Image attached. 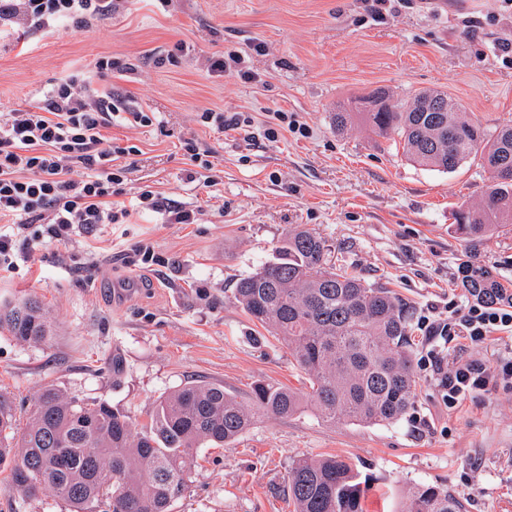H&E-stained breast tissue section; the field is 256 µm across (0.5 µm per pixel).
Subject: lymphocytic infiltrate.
Returning a JSON list of instances; mask_svg holds the SVG:
<instances>
[{"label":"lymphocytic infiltrate","instance_id":"1","mask_svg":"<svg viewBox=\"0 0 512 512\" xmlns=\"http://www.w3.org/2000/svg\"><path fill=\"white\" fill-rule=\"evenodd\" d=\"M112 0H0V19H21L28 27L52 32L57 23L83 29L90 20L111 14ZM103 84L72 71L50 84L37 106L16 109L0 120V272L18 267L16 239L65 243L80 232L102 224H123L132 209L166 213L170 224H192L195 211L162 204L159 194L140 190L133 206L121 197L128 171L120 160L138 155L137 145H120L105 136L115 124L149 125L148 113L134 110L105 80L112 60L97 59ZM430 347L426 366L442 393L446 408L465 396L498 386L512 388V355L485 365L468 358L448 361L443 350L461 339L468 347L485 344L490 336L512 335V301L479 300L458 307L449 302L446 317L418 324Z\"/></svg>","mask_w":512,"mask_h":512}]
</instances>
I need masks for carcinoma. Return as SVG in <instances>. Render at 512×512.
<instances>
[{"mask_svg": "<svg viewBox=\"0 0 512 512\" xmlns=\"http://www.w3.org/2000/svg\"><path fill=\"white\" fill-rule=\"evenodd\" d=\"M383 102L372 112L333 113L336 129L354 120L380 137L395 134L410 161L453 172L480 157L489 173L484 200L452 214L457 233L482 241L512 224V126L490 135L463 106L437 89L407 98L377 91L358 102ZM327 240L297 225L288 230L274 260L240 279L234 298L249 318L270 330L310 377L311 392L271 383L252 385L248 401L224 385L187 381L160 396L150 421L135 429L127 415L102 400L84 401L54 385L37 395L26 426L18 428L9 392L0 390V466L25 497L50 489L69 512H169L186 494L194 450L222 447L245 434L257 418H284L304 399L331 424L391 423L416 397L408 335V310L391 289L328 264ZM463 281L487 301L499 299L498 283L483 267L467 264ZM25 343L52 335L43 302L17 300L0 310V330ZM295 512H364L362 489L352 465L336 455L304 457L285 476ZM456 493L420 484L401 512H463Z\"/></svg>", "mask_w": 512, "mask_h": 512, "instance_id": "carcinoma-1", "label": "carcinoma"}]
</instances>
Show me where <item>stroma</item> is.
I'll return each instance as SVG.
<instances>
[{
    "instance_id": "stroma-1",
    "label": "stroma",
    "mask_w": 512,
    "mask_h": 512,
    "mask_svg": "<svg viewBox=\"0 0 512 512\" xmlns=\"http://www.w3.org/2000/svg\"><path fill=\"white\" fill-rule=\"evenodd\" d=\"M119 0L112 15L41 36L16 19L0 22V119L37 105L52 81L93 71L111 57L113 91L154 113L151 125H115L107 137L136 144L127 195L152 187L197 210L193 224L164 211L132 213L66 243L17 242L14 273L0 272V305L39 297L53 322L43 344L0 331V388L27 416L52 384L70 397L104 400L146 423L155 401L191 379L223 384L246 399L267 381L305 394L308 376L287 347L254 324L234 299L236 282L273 258L288 230L325 238L336 264L371 285L392 288L411 322L446 316L465 302L459 266L471 260L512 289V225L469 242L451 213L480 202L488 174L480 159L453 173L407 160L394 138L355 124L336 130L338 106L385 88L406 98L448 93L487 132L512 124V66L498 55L512 39V16L488 20L495 0ZM176 62L154 59L174 43ZM236 50L256 78L216 76L213 54ZM211 108L244 112L258 140L215 131L197 119ZM285 112L307 135L263 138L270 113ZM213 151L218 183L190 180L181 141ZM156 260L131 265L137 244ZM417 395L393 423L324 422L311 406L259 418L239 439L194 451L190 487L170 512H294L284 477L300 456L351 463L365 512H399L408 491L436 484L460 494L464 512H512V390L477 393L447 410L434 382L417 370ZM0 512H69L52 492L21 496L0 468Z\"/></svg>"
}]
</instances>
